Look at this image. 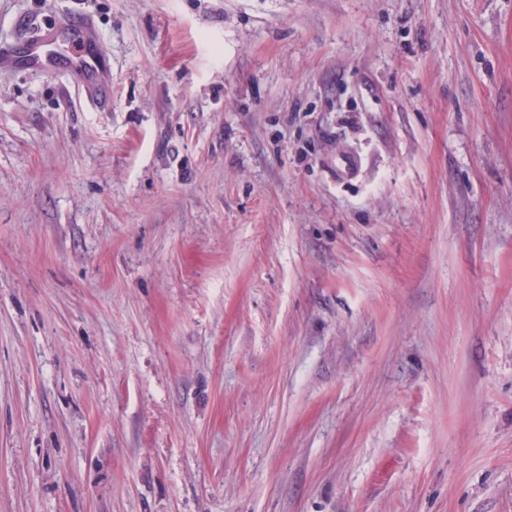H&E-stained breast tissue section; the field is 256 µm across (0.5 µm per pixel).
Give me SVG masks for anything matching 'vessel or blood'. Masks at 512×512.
<instances>
[{
    "instance_id": "vessel-or-blood-1",
    "label": "vessel or blood",
    "mask_w": 512,
    "mask_h": 512,
    "mask_svg": "<svg viewBox=\"0 0 512 512\" xmlns=\"http://www.w3.org/2000/svg\"><path fill=\"white\" fill-rule=\"evenodd\" d=\"M93 28L92 20L61 17L23 42L0 45V64L46 75L69 73L81 81L90 99L105 103L108 92L100 75L106 64L90 47Z\"/></svg>"
}]
</instances>
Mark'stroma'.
Returning <instances> with one entry per match:
<instances>
[{"mask_svg":"<svg viewBox=\"0 0 512 512\" xmlns=\"http://www.w3.org/2000/svg\"><path fill=\"white\" fill-rule=\"evenodd\" d=\"M61 12L112 101L0 69V512H512V0L0 43Z\"/></svg>","mask_w":512,"mask_h":512,"instance_id":"35a3bbf8","label":"stroma"}]
</instances>
